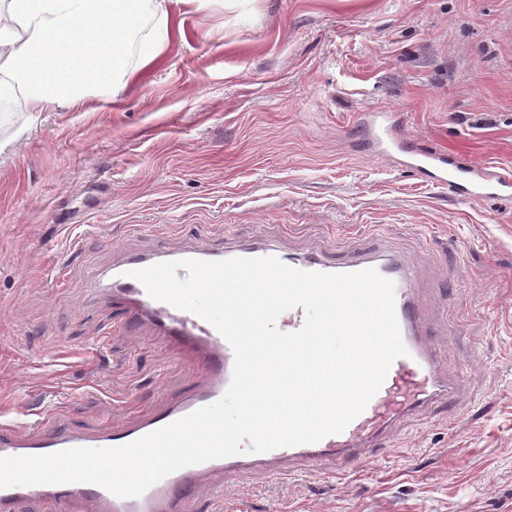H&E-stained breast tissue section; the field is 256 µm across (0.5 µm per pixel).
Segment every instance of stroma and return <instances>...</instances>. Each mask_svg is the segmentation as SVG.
Wrapping results in <instances>:
<instances>
[{"mask_svg":"<svg viewBox=\"0 0 512 512\" xmlns=\"http://www.w3.org/2000/svg\"><path fill=\"white\" fill-rule=\"evenodd\" d=\"M418 149L512 172V0H210L120 97L0 111V418L92 431L195 388L104 297L127 256L361 246L421 270L453 412L406 420L349 477H208L223 512H512V202L433 186L400 164Z\"/></svg>","mask_w":512,"mask_h":512,"instance_id":"35a3bbf8","label":"stroma"}]
</instances>
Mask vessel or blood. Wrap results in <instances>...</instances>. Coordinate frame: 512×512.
I'll return each mask as SVG.
<instances>
[{"label":"vessel or blood","instance_id":"b4317fda","mask_svg":"<svg viewBox=\"0 0 512 512\" xmlns=\"http://www.w3.org/2000/svg\"><path fill=\"white\" fill-rule=\"evenodd\" d=\"M406 165L427 173L432 183L467 201L512 200V173L502 169L479 167L464 159L430 151L410 152ZM280 255V250L272 247L224 249L193 243L175 256L182 260L219 261ZM175 256L159 248L144 256L127 258L111 274L110 297L125 310L129 325H151L191 354L195 367L202 373L198 387L162 411H149L132 423L92 432L62 429L46 419L29 427L1 421L0 457L122 447L222 397L232 378L234 353L230 344L198 316L150 297L131 276L132 271L170 261ZM295 267L326 273H354L373 268L395 284L396 316L409 354L393 362L379 391L342 433L315 443L280 447L265 453H243L185 467L138 497L120 498L100 485L87 482L0 488V512H16L17 505L26 501H40L55 506L57 512H67L77 500L93 502L96 512H192L195 497L209 474L227 470L244 472L285 461H301L315 468L328 458L344 462L346 471L350 472L367 459L371 448L388 437L393 426L432 406L451 405L453 387L441 375L438 357L422 324L416 290L418 279L409 266L394 258L381 259L365 253L336 261L324 253L313 252L296 262Z\"/></svg>","mask_w":512,"mask_h":512}]
</instances>
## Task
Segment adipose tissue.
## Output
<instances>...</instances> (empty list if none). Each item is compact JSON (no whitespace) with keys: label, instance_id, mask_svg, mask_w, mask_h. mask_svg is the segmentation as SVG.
<instances>
[{"label":"adipose tissue","instance_id":"1","mask_svg":"<svg viewBox=\"0 0 512 512\" xmlns=\"http://www.w3.org/2000/svg\"><path fill=\"white\" fill-rule=\"evenodd\" d=\"M206 0H0V102L39 112L100 84L120 93L172 34L176 5ZM138 46V62L127 50Z\"/></svg>","mask_w":512,"mask_h":512}]
</instances>
